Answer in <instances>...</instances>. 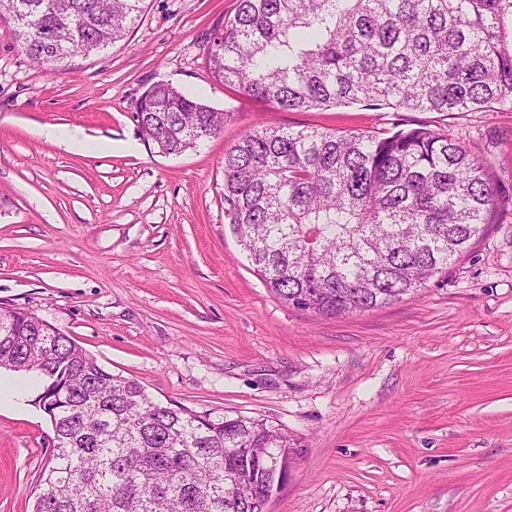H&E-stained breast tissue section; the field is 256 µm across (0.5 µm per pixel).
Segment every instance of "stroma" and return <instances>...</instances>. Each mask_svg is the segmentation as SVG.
Segmentation results:
<instances>
[{"mask_svg":"<svg viewBox=\"0 0 512 512\" xmlns=\"http://www.w3.org/2000/svg\"><path fill=\"white\" fill-rule=\"evenodd\" d=\"M237 0H147L123 40L31 61L0 23V305L35 313L155 401L267 420L301 453L266 512H512V112H280L204 65ZM167 82L231 112L178 156L134 103ZM428 128L485 153L501 208L419 294L325 318L279 300L224 219V152L262 125ZM65 127L71 151L36 133ZM0 404V512H33L54 451L30 377Z\"/></svg>","mask_w":512,"mask_h":512,"instance_id":"obj_1","label":"stroma"}]
</instances>
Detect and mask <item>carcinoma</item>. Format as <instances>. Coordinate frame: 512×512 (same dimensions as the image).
<instances>
[{"mask_svg":"<svg viewBox=\"0 0 512 512\" xmlns=\"http://www.w3.org/2000/svg\"><path fill=\"white\" fill-rule=\"evenodd\" d=\"M145 0H0L21 49L65 56L122 40ZM211 77L278 110L512 111V0H238L213 30ZM161 153L231 113L170 83L134 105ZM224 215L279 299L325 317L414 294L480 239L499 208L482 156L446 134L256 126L224 151ZM0 369L43 379L55 444L34 512H261L297 448L280 428L151 400L69 336L7 307Z\"/></svg>","mask_w":512,"mask_h":512,"instance_id":"1","label":"carcinoma"}]
</instances>
